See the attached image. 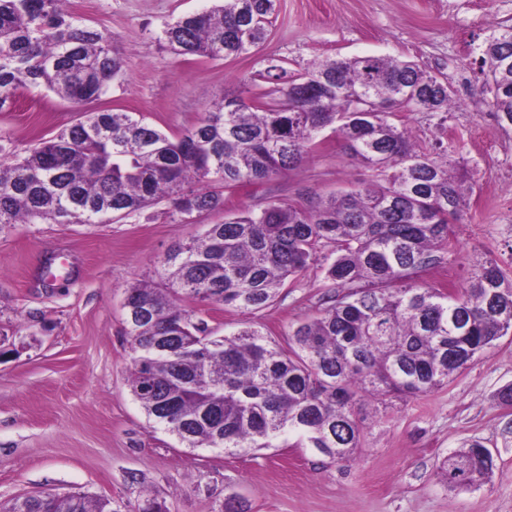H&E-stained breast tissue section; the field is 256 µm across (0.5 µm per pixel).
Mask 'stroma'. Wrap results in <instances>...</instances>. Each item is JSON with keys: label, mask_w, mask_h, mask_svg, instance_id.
I'll list each match as a JSON object with an SVG mask.
<instances>
[{"label": "stroma", "mask_w": 512, "mask_h": 512, "mask_svg": "<svg viewBox=\"0 0 512 512\" xmlns=\"http://www.w3.org/2000/svg\"><path fill=\"white\" fill-rule=\"evenodd\" d=\"M210 0H67L80 24L110 36L126 60L100 109L134 113L169 137L195 125L224 92H275L259 74L270 57L303 72L326 58L390 55L418 60L448 76L463 73L447 112H409L402 122L428 150L445 146L467 161L474 191L453 239L447 269L463 287L475 260L512 275V128L491 115L482 89L481 54L499 25L512 24V0H279L266 41L220 61L183 57L162 39L165 25L209 7ZM81 105L38 90H19L0 110V137L21 156L38 138L73 124ZM325 134L300 169L240 187L236 205L305 203L369 179ZM168 202L109 224L38 221L0 229V505L25 495L80 492L136 512L150 498L164 512H224L229 497L246 512H512V335L482 351L440 389L395 402L387 414L364 408L367 429L352 461L336 463L298 446L248 454L186 448L148 419L131 395V340L125 290L151 275L175 246L222 222L223 211L173 223ZM310 265L270 306L258 311L200 305L216 335L260 326L286 343L291 326L325 295ZM493 453L482 486L451 488L436 475L469 440Z\"/></svg>", "instance_id": "1"}]
</instances>
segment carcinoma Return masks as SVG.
I'll list each match as a JSON object with an SVG mask.
<instances>
[{
	"label": "carcinoma",
	"instance_id": "1",
	"mask_svg": "<svg viewBox=\"0 0 512 512\" xmlns=\"http://www.w3.org/2000/svg\"><path fill=\"white\" fill-rule=\"evenodd\" d=\"M62 0H0V109L20 89L63 100L102 98L125 60L112 40L77 23ZM277 0H215L165 25L177 55L223 60L266 38ZM481 71L500 122L512 126V25L482 50ZM260 77L277 104L226 94L172 139L142 118L105 109L26 154L0 163V227L107 224L170 200L177 224L224 209L239 185L299 167L329 129L372 179L305 205L271 201L225 209L224 221L169 251L136 279L124 309L130 389L147 417L189 448L230 454L273 448L285 433L332 461L360 447L358 403L386 408L433 392L512 333V278L493 261L461 288L430 284L448 265L452 226L472 190L448 154L413 144L395 119L446 112L448 75L394 56L328 58L304 72L269 58ZM317 263L334 288L280 347L255 326L216 336L190 304L259 310ZM493 469L479 442L440 467L448 486L475 487ZM0 512H114L106 499L46 492Z\"/></svg>",
	"mask_w": 512,
	"mask_h": 512
}]
</instances>
